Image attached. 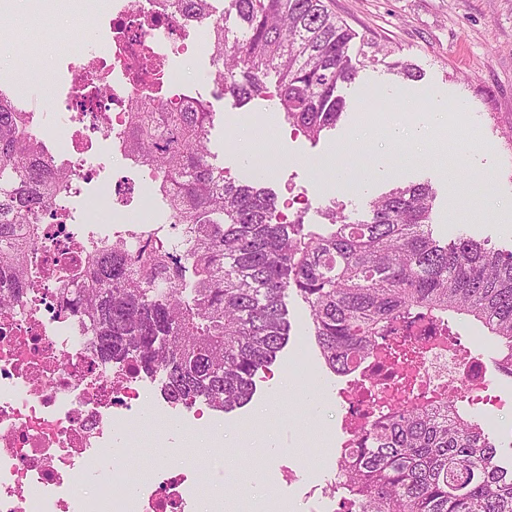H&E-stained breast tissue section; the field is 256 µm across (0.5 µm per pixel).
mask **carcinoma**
Segmentation results:
<instances>
[{
	"mask_svg": "<svg viewBox=\"0 0 512 512\" xmlns=\"http://www.w3.org/2000/svg\"><path fill=\"white\" fill-rule=\"evenodd\" d=\"M184 25L206 23L220 93L242 107L275 101L316 143L347 110L338 87L354 79L355 34L324 0H230L238 31L212 19V0H157ZM213 112L201 98L157 111L152 94L130 103L116 137L122 156L153 168L171 242L141 243L131 229L80 245L84 257L55 277L60 314L78 318L88 353L159 377L166 399L225 411L250 396L253 377L287 336L285 298L299 295L328 368L349 375L374 357L414 368L416 324L452 336L449 319L479 322L497 341L494 365L512 380V250H489L462 231L440 245L431 232L435 193L397 185L368 198L367 216L324 212L329 230L277 217V198L253 180H227L208 149ZM68 173L56 165L27 112L0 90V315L34 284L35 246L50 236ZM388 402L361 431L364 447L339 461L345 512H512V467L480 424L457 407Z\"/></svg>",
	"mask_w": 512,
	"mask_h": 512,
	"instance_id": "carcinoma-1",
	"label": "carcinoma"
}]
</instances>
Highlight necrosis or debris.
<instances>
[{"label": "necrosis or debris", "instance_id": "1", "mask_svg": "<svg viewBox=\"0 0 512 512\" xmlns=\"http://www.w3.org/2000/svg\"><path fill=\"white\" fill-rule=\"evenodd\" d=\"M76 23L100 24L101 39L97 52L81 54L73 64L65 99L53 91L43 99L44 110L60 111L61 120L36 130L58 156L75 149L79 125L96 133L98 153L114 152V135L125 127L131 100L152 90L136 74L141 47L155 46L157 39L168 48L160 56L167 85L161 107L191 98L181 64L187 53H207L206 28L183 27L140 0H109L103 12L89 5ZM65 199L93 224H138L144 237L155 239L163 231L154 221L157 184L141 173L114 178L90 166L75 168ZM52 230L34 253L51 271L58 257L73 256L78 243L72 224ZM23 306L21 313L0 317V512H196L204 501L209 512H224V498L216 493L224 480L220 471L202 477L192 465L163 463L131 483L128 441L141 409L158 419L167 415L156 381L123 364L108 370L95 365L47 288L27 294ZM415 332L426 348L418 369L426 401L439 402L452 384L470 404L490 405L479 364L462 365L433 326ZM378 389L414 396L403 388L400 371L368 363L359 367L356 386L341 396L344 420L368 427Z\"/></svg>", "mask_w": 512, "mask_h": 512}]
</instances>
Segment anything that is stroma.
<instances>
[{
    "mask_svg": "<svg viewBox=\"0 0 512 512\" xmlns=\"http://www.w3.org/2000/svg\"><path fill=\"white\" fill-rule=\"evenodd\" d=\"M329 11L343 20L363 43L365 51L382 50L386 64L359 68L355 80L340 93L352 105L336 130L318 144L294 135L277 112L273 101L256 99L234 107L218 92L208 56L185 60L183 69L194 95L207 100L215 114L210 135L214 165L227 177L243 178L250 167L241 143L255 144L253 116L262 115L274 136L268 187L285 201L289 191L306 193L309 204L305 227L321 231L324 211L331 203L342 204L350 219L365 217L369 194L389 190L399 183H430L437 191L432 229L446 241L466 230L489 246L512 249V218L501 202L512 204V0H326ZM85 0H68L65 9L42 11L33 16L23 0H0V88L15 93L25 111H37L45 89L34 76L49 69L63 54L62 48L21 60L24 45L32 34L30 22L39 18L45 25L83 10ZM465 48L466 64L457 60L458 48ZM401 60L412 65L417 79L408 80L391 71L389 62ZM401 91L415 106H423L426 94L438 95L456 105L458 114L450 127L456 137L470 142L462 156L427 145L416 163L393 176L368 175L366 190L352 194L336 184V168L327 164L337 155L340 165L359 169L384 152L378 140L355 137L362 123L365 100L374 94ZM322 164L323 179L315 181L314 164ZM466 187L483 182L489 194L481 202L464 197L469 212L466 226L449 216L450 178ZM291 328L288 342L276 361L254 378L255 392L243 407L229 413L211 411L215 436H196L176 419L157 423L143 418L137 435L160 434L170 448L184 449V461L206 468L216 464L224 471V496H232L240 484L253 489L252 507L262 503L287 505L288 512H318L317 498L310 486L333 491L336 485L335 450L346 439V426L339 413L340 394L352 376L332 373L325 365L312 335L311 317L300 296L287 298ZM306 354L311 372L304 382L289 384L285 369L299 354ZM490 394L502 403L499 423L489 430L502 461L512 460V380L495 370L490 350H483ZM319 457L318 471L301 468L299 459Z\"/></svg>",
    "mask_w": 512,
    "mask_h": 512,
    "instance_id": "obj_1",
    "label": "stroma"
}]
</instances>
